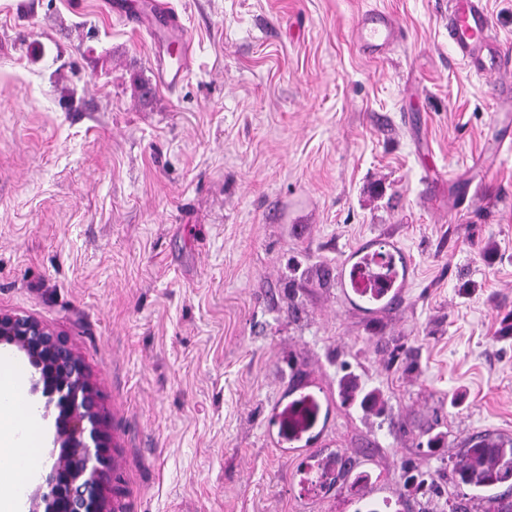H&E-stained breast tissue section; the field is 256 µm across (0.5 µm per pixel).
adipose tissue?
<instances>
[{
    "label": "adipose tissue",
    "instance_id": "obj_1",
    "mask_svg": "<svg viewBox=\"0 0 512 512\" xmlns=\"http://www.w3.org/2000/svg\"><path fill=\"white\" fill-rule=\"evenodd\" d=\"M20 382L12 362L0 356V512H21L18 492L32 474L31 459L43 440V426L35 413H28L24 426L13 421Z\"/></svg>",
    "mask_w": 512,
    "mask_h": 512
}]
</instances>
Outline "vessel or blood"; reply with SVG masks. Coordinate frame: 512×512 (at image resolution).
Wrapping results in <instances>:
<instances>
[{"label": "vessel or blood", "instance_id": "vessel-or-blood-1", "mask_svg": "<svg viewBox=\"0 0 512 512\" xmlns=\"http://www.w3.org/2000/svg\"><path fill=\"white\" fill-rule=\"evenodd\" d=\"M110 9L134 22L146 15L159 19L163 30L174 36L180 52L175 64L162 68L160 84L173 86L188 75L192 65L189 45L178 16L164 0H139L134 6L128 0H111ZM352 37L358 47L380 54L397 42L399 29L387 13L372 9L357 18ZM448 42L475 74L488 76L512 69V51L494 37L484 0H448Z\"/></svg>", "mask_w": 512, "mask_h": 512}]
</instances>
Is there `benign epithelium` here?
Instances as JSON below:
<instances>
[{"label": "benign epithelium", "instance_id": "1", "mask_svg": "<svg viewBox=\"0 0 512 512\" xmlns=\"http://www.w3.org/2000/svg\"><path fill=\"white\" fill-rule=\"evenodd\" d=\"M24 353L36 370L33 392L55 408L59 454L30 496L29 512H107L109 438L97 393L68 340L31 314L0 312V346Z\"/></svg>", "mask_w": 512, "mask_h": 512}]
</instances>
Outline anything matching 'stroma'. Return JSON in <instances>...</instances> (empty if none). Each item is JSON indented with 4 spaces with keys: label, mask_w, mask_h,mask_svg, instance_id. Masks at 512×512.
Listing matches in <instances>:
<instances>
[{
    "label": "stroma",
    "mask_w": 512,
    "mask_h": 512,
    "mask_svg": "<svg viewBox=\"0 0 512 512\" xmlns=\"http://www.w3.org/2000/svg\"><path fill=\"white\" fill-rule=\"evenodd\" d=\"M0 0V311L64 333L121 512H484L455 463L512 439V102L448 42V0ZM401 30L350 38L364 10ZM377 311L340 271L377 243ZM318 404L287 439L274 410ZM349 460L322 486L306 458ZM127 0H111L109 3L112 13L125 17L133 23L139 18L149 15L155 19L162 20V28L165 32L175 36L171 42L180 46V52L176 56L175 65L170 63L162 68L159 77L161 85L175 86L181 82L189 73L192 65V55L189 43L186 42L183 27L178 16L172 12L171 7L158 0H140L135 7H132ZM352 37L354 43L363 50L381 54L397 42L399 28L387 13L372 9L357 18Z\"/></svg>",
    "instance_id": "1"
}]
</instances>
